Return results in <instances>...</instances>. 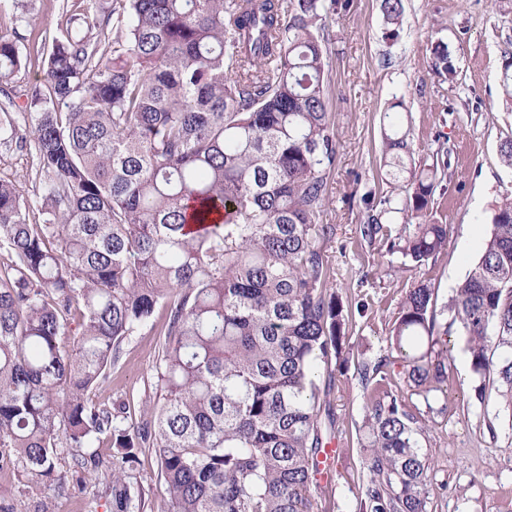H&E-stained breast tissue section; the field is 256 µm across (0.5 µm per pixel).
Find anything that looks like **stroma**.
Here are the masks:
<instances>
[{"label": "stroma", "instance_id": "35a3bbf8", "mask_svg": "<svg viewBox=\"0 0 512 512\" xmlns=\"http://www.w3.org/2000/svg\"><path fill=\"white\" fill-rule=\"evenodd\" d=\"M403 6L394 39L385 36L381 0H336V19L324 31L330 61L326 100L337 157L320 221L336 227L327 245L331 282L354 309L348 328L352 353L367 359L389 355L403 299L421 282L432 283L437 310L451 320L447 308L453 292L479 255L495 205L512 193V169L499 159L501 142L512 138V109L501 95L503 61L512 55V0H403ZM83 7L82 0H0V36L13 40L23 58L12 79V99L0 96V113L23 106L28 88L45 83L51 37ZM438 39L447 43L455 67L450 81H439L430 69L429 46ZM395 96L405 100L402 121L416 161L451 163L432 215L447 225L448 244L422 267L404 263L360 234L369 215L379 213L380 199L405 196L404 183L386 179L380 167V116ZM166 321V309L157 307L148 323L124 340L118 363L91 393L94 401L126 405L136 424L149 419L161 399L156 366ZM451 340L455 370L447 393L427 400L432 409L423 446L433 459L432 512H512V420L494 398H474L464 341L456 333ZM331 398L338 456L321 490L329 512H353L365 472L363 455L351 447L364 415L353 372L337 374ZM490 420L499 425L494 439L485 430ZM84 454L100 460L97 477L69 496L26 487L13 468L0 469V508L22 502L29 512L41 506L47 512H112V444L100 439ZM136 469L145 478L140 512H161L166 485L151 449H139Z\"/></svg>", "mask_w": 512, "mask_h": 512}]
</instances>
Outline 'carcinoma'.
<instances>
[{"label":"carcinoma","instance_id":"carcinoma-1","mask_svg":"<svg viewBox=\"0 0 512 512\" xmlns=\"http://www.w3.org/2000/svg\"><path fill=\"white\" fill-rule=\"evenodd\" d=\"M335 0H116L124 21L112 56L109 18L82 13L84 34L52 39L47 80L26 94L31 125L0 117V145L29 147L40 192L0 177V464L62 493L58 448L81 456L106 435L112 512H139L137 448L158 452L163 512H319V458L336 413L321 365L350 363L349 314L331 286L320 223L337 139L327 111L329 66L317 22ZM389 36L402 0H382ZM431 67L455 73L448 45ZM22 66L0 37V86ZM393 99L382 112L380 167L409 187L384 200L402 220L361 226L387 253L420 267L445 249L447 225L427 220L438 168L413 159ZM40 218L29 220L30 210ZM167 308L156 386L163 402L134 425L89 393L122 341ZM451 311L479 380L512 420V199L455 289ZM396 357L359 359L365 451L355 512H429L431 460L417 405L393 391V366L416 395L448 397L455 364L434 289L406 295L389 338Z\"/></svg>","mask_w":512,"mask_h":512}]
</instances>
